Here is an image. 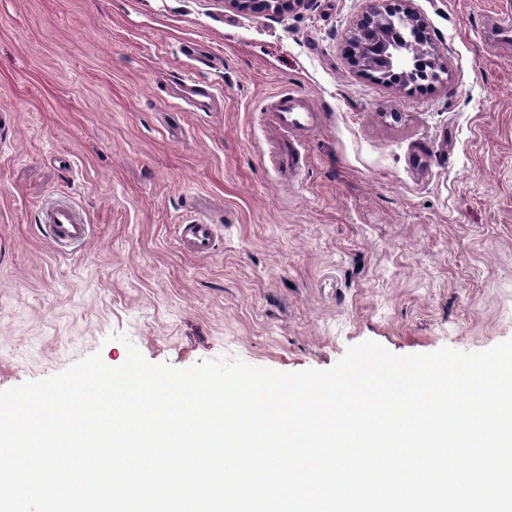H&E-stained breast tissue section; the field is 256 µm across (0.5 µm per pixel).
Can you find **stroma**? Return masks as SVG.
Returning <instances> with one entry per match:
<instances>
[{"mask_svg": "<svg viewBox=\"0 0 512 512\" xmlns=\"http://www.w3.org/2000/svg\"><path fill=\"white\" fill-rule=\"evenodd\" d=\"M368 0L284 17L224 0H0V390L134 344L186 368L220 356L332 367L512 339V0H413L448 70L423 90L344 50ZM214 111L176 103L184 75ZM308 96L305 163L282 177L274 96ZM65 196L91 226L36 224ZM204 207L208 256L175 227ZM42 221L48 238L57 246L82 244L89 237L90 225L68 204H46Z\"/></svg>", "mask_w": 512, "mask_h": 512, "instance_id": "1", "label": "stroma"}]
</instances>
